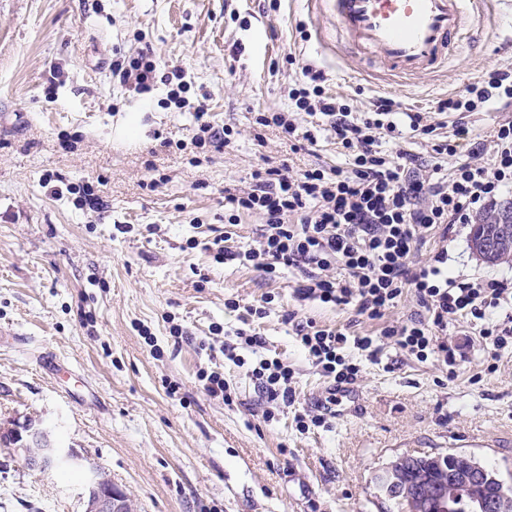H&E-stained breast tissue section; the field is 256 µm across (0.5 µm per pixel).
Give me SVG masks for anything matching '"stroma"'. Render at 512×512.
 Segmentation results:
<instances>
[{"label":"stroma","mask_w":512,"mask_h":512,"mask_svg":"<svg viewBox=\"0 0 512 512\" xmlns=\"http://www.w3.org/2000/svg\"><path fill=\"white\" fill-rule=\"evenodd\" d=\"M144 41L187 72L191 107L241 130L233 147H191L192 114L165 107V88L146 99L113 82V59ZM507 62L503 5L446 70L402 79L376 56H350L307 0H0V432L32 423L82 460L41 471L0 443V512H84L97 472L133 512H396L382 469L448 453L512 488V352L491 359L460 319L448 325L456 377L388 346L324 410L328 383L285 314L355 335L380 322L298 301V271L271 279L212 250L256 240L258 216L226 227L224 187L246 184L262 157L296 169L343 161L323 138L311 152L271 131L264 146L250 139L254 112L288 110L303 66L326 74L328 95L360 89L357 108L386 93L425 111ZM88 185L93 208L80 203ZM470 232L449 234V274L512 279V262L481 260ZM240 328L264 341L259 354L241 350L242 367L224 355ZM262 356L294 370L293 405L268 402L251 380ZM50 359L70 374L52 380ZM214 371L232 403L205 392ZM305 413L325 425L300 429Z\"/></svg>","instance_id":"obj_1"}]
</instances>
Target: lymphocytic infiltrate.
<instances>
[{
  "mask_svg": "<svg viewBox=\"0 0 512 512\" xmlns=\"http://www.w3.org/2000/svg\"><path fill=\"white\" fill-rule=\"evenodd\" d=\"M186 77L177 67L163 71L149 46L112 62L113 82L140 95L165 85L167 103L179 110L186 106ZM326 81L322 70L302 67L289 93L291 111L256 113L253 139L264 142L272 128L291 151L311 147L317 137L298 117H316L344 164L296 171L267 160L252 172L247 187L225 188L228 223L247 213L258 216L262 228L253 247H217L215 261H252L271 278L297 270L299 300L350 306L368 320L384 318L403 295H413L418 311L373 336L286 315L301 347L334 389L358 378L360 367L347 355L352 348L375 362L391 343L406 356L454 367L456 348L447 332L449 321L458 318L478 326L494 352L512 349V281L449 277L446 246L454 225L472 223L512 189V118L497 123L490 146L474 145L470 160L455 165L450 175L442 173L443 160L456 156L471 138L463 114L512 104V66L482 73L465 94L439 100L431 112L402 107L389 96L373 98L359 110L350 95H327ZM450 113L459 114V121L447 122ZM407 137L429 143L433 162L409 150L389 149V142ZM486 149L491 159L485 163L480 156ZM434 238L439 246L427 249ZM251 377L269 401L293 402L294 373L282 361L259 359Z\"/></svg>",
  "mask_w": 512,
  "mask_h": 512,
  "instance_id": "lymphocytic-infiltrate-1",
  "label": "lymphocytic infiltrate"
}]
</instances>
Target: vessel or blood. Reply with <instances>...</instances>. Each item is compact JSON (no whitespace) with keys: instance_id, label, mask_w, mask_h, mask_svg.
Here are the masks:
<instances>
[{"instance_id":"vessel-or-blood-1","label":"vessel or blood","mask_w":512,"mask_h":512,"mask_svg":"<svg viewBox=\"0 0 512 512\" xmlns=\"http://www.w3.org/2000/svg\"><path fill=\"white\" fill-rule=\"evenodd\" d=\"M349 49L372 53L396 76L447 66L490 0H310Z\"/></svg>"}]
</instances>
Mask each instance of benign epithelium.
<instances>
[{"mask_svg": "<svg viewBox=\"0 0 512 512\" xmlns=\"http://www.w3.org/2000/svg\"><path fill=\"white\" fill-rule=\"evenodd\" d=\"M42 440L43 447L36 455L27 451L28 442ZM14 451L26 458L33 469L48 470L71 454L57 448L44 438V432L28 426H19L12 431ZM411 464L406 457L390 464L380 476L387 496L400 494L407 499V512H457L458 502L466 505V512H512V493L504 490L494 499H485L472 493L471 480L461 477L452 469L448 480L433 483L432 471L422 472L415 486H400L398 475L402 468ZM86 512H131L125 494L112 485L108 478L97 475L91 480Z\"/></svg>", "mask_w": 512, "mask_h": 512, "instance_id": "1", "label": "benign epithelium"}]
</instances>
